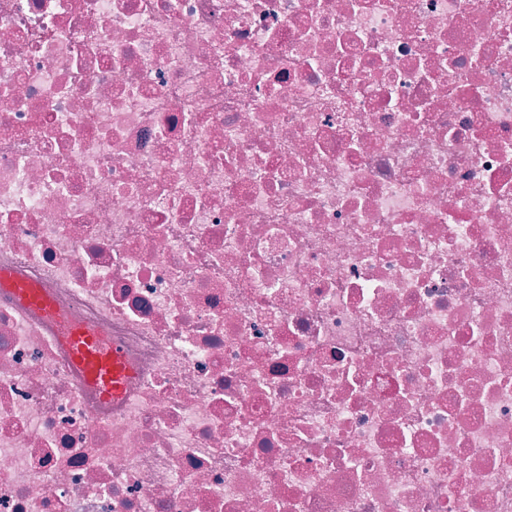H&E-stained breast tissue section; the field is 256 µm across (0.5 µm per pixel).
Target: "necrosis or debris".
I'll list each match as a JSON object with an SVG mask.
<instances>
[{
  "mask_svg": "<svg viewBox=\"0 0 512 512\" xmlns=\"http://www.w3.org/2000/svg\"><path fill=\"white\" fill-rule=\"evenodd\" d=\"M0 512H512V0H0ZM0 285L1 287L12 288L17 298L28 306L46 315H55L53 302L44 290L37 289L15 279L9 272L4 270L0 271ZM64 335L85 382L95 387L105 399L121 398L132 376L121 347L103 343L97 333L80 326H67Z\"/></svg>",
  "mask_w": 512,
  "mask_h": 512,
  "instance_id": "1",
  "label": "necrosis or debris"
}]
</instances>
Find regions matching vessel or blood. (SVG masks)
Masks as SVG:
<instances>
[{"label":"vessel or blood","mask_w":512,"mask_h":512,"mask_svg":"<svg viewBox=\"0 0 512 512\" xmlns=\"http://www.w3.org/2000/svg\"><path fill=\"white\" fill-rule=\"evenodd\" d=\"M0 286L13 289L17 298L28 306L53 315V302L45 291L15 279L4 270L0 271ZM64 340L87 384L95 387L106 399H118L124 395L132 370L119 345L105 344L97 333L80 326L66 327Z\"/></svg>","instance_id":"1"}]
</instances>
